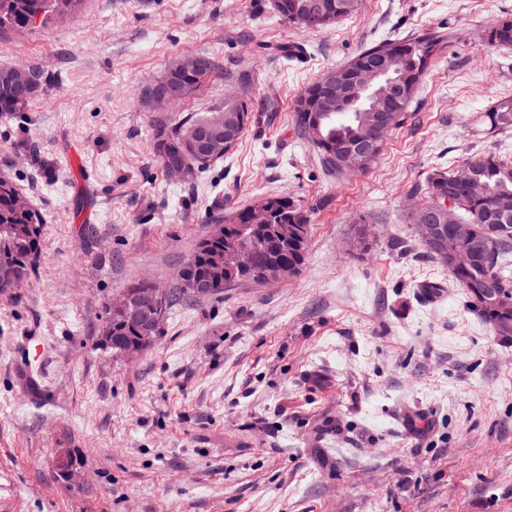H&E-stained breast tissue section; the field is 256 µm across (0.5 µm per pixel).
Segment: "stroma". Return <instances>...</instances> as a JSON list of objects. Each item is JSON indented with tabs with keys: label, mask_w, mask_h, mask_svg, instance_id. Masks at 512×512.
<instances>
[{
	"label": "stroma",
	"mask_w": 512,
	"mask_h": 512,
	"mask_svg": "<svg viewBox=\"0 0 512 512\" xmlns=\"http://www.w3.org/2000/svg\"><path fill=\"white\" fill-rule=\"evenodd\" d=\"M506 15L512 0H362L309 32L260 0H83L72 23L0 32L1 65L61 76L0 117V172L45 219L34 277L0 294V512H512V344L408 218L430 169L512 157V130L484 120L512 98V50L480 39ZM424 32L448 41L404 123L371 169L336 176L296 100L367 45ZM201 52L223 73L147 104ZM229 92L251 110L238 145L193 187L168 178L161 125ZM281 194L308 217L299 275L183 297L136 357L103 346L124 288L179 287L196 240Z\"/></svg>",
	"instance_id": "35a3bbf8"
}]
</instances>
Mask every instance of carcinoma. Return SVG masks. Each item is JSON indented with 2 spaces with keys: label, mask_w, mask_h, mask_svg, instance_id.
Segmentation results:
<instances>
[{
  "label": "carcinoma",
  "mask_w": 512,
  "mask_h": 512,
  "mask_svg": "<svg viewBox=\"0 0 512 512\" xmlns=\"http://www.w3.org/2000/svg\"><path fill=\"white\" fill-rule=\"evenodd\" d=\"M83 0H0V29L25 30L35 22H63L73 19ZM360 0H271L275 14L284 22L307 28L305 19H327L325 26L357 11ZM482 39L495 47L512 48V16L496 20L482 34ZM443 37L436 33H420L405 38H387L362 49L342 66L334 69L336 83L321 77L306 88L297 102V121L302 136L320 153L325 162L340 175L362 173L370 166L357 167L347 151L355 142L371 133L376 113L371 102L362 95V75L359 63L381 66L388 75L404 85L407 95L388 106L391 128H397L413 102L433 56L441 49ZM207 63L200 67L180 66L173 62L157 81L174 94L170 103H178L200 91L214 75L222 71L216 58L202 54ZM30 70L39 75V82L24 86L16 79L20 67H0V115L27 112L49 87L59 82V75L39 67ZM224 114L233 131L223 143L201 153L192 152L186 144L190 131L202 126L211 112H191L174 125L159 130L153 152L161 169L171 162H183L189 167L184 183L192 185L198 175L224 158L244 134L249 110L245 101L237 98L224 103ZM485 118L498 130L512 128V99H504ZM475 182L470 190H458L452 211L457 223L469 227V239H460L446 228L443 221L438 244L423 243L426 253L438 263H444L443 253L459 252L468 242L484 241L493 236L496 249L478 251L470 259L448 268L453 281L466 291L471 310L490 327L504 343H512V266L506 263L512 256V158L503 159L492 153L467 160L464 164ZM453 169H433L425 182V210L435 208L448 196V186L454 180ZM271 215L268 222L254 224L248 209H241L224 224L220 239L207 235L195 242L185 262L191 276L210 281V295L238 282V275L224 269V249L246 241L260 249L264 256L280 259L290 276L299 274L306 257L308 217L295 200L286 195L269 199ZM44 218L32 205L24 202L11 178L0 175V261L14 267L19 280L30 281L35 273V259L43 236ZM112 338V351L141 337L135 322H118L106 316L102 338Z\"/></svg>",
  "instance_id": "obj_1"
}]
</instances>
